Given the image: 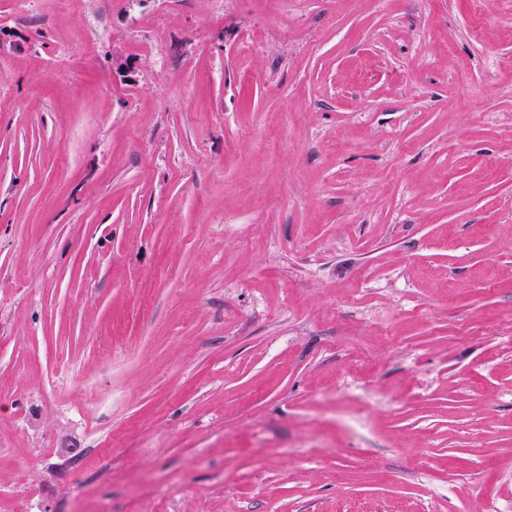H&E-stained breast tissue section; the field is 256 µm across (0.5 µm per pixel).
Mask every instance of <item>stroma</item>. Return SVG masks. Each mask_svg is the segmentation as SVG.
Here are the masks:
<instances>
[{
  "mask_svg": "<svg viewBox=\"0 0 512 512\" xmlns=\"http://www.w3.org/2000/svg\"><path fill=\"white\" fill-rule=\"evenodd\" d=\"M0 0V512H512V0Z\"/></svg>",
  "mask_w": 512,
  "mask_h": 512,
  "instance_id": "stroma-1",
  "label": "stroma"
}]
</instances>
